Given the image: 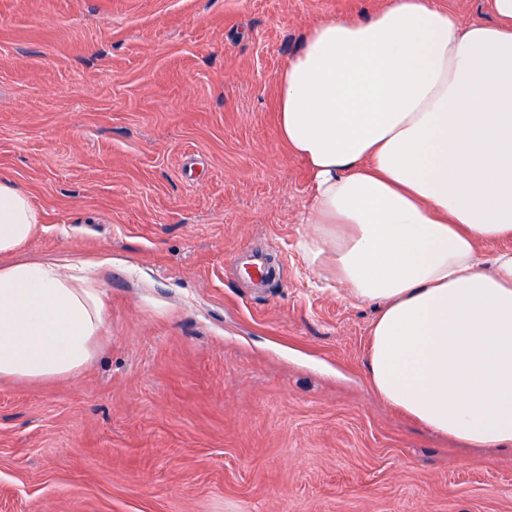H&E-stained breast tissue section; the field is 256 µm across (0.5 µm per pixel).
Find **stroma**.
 <instances>
[{"label":"stroma","instance_id":"35a3bbf8","mask_svg":"<svg viewBox=\"0 0 512 512\" xmlns=\"http://www.w3.org/2000/svg\"><path fill=\"white\" fill-rule=\"evenodd\" d=\"M379 4L0 0V175L43 214L14 257L94 261L105 302L77 377L0 381V512H512V451L375 397V307L295 248L278 74ZM253 245L264 288L230 267Z\"/></svg>","mask_w":512,"mask_h":512}]
</instances>
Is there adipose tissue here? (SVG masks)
<instances>
[{
    "mask_svg": "<svg viewBox=\"0 0 512 512\" xmlns=\"http://www.w3.org/2000/svg\"><path fill=\"white\" fill-rule=\"evenodd\" d=\"M462 22L382 0L315 25L279 77V130L311 175L297 248L374 304L371 392L471 450L512 449V0ZM43 219L0 177V378L77 376L105 324L84 263L12 260Z\"/></svg>",
    "mask_w": 512,
    "mask_h": 512,
    "instance_id": "1",
    "label": "adipose tissue"
}]
</instances>
